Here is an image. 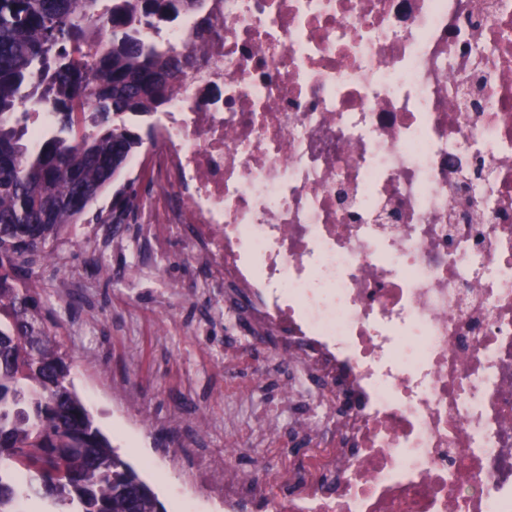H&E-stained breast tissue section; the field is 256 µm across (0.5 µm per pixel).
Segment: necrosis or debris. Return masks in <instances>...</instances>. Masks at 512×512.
Wrapping results in <instances>:
<instances>
[{"mask_svg": "<svg viewBox=\"0 0 512 512\" xmlns=\"http://www.w3.org/2000/svg\"><path fill=\"white\" fill-rule=\"evenodd\" d=\"M200 13L141 260L181 234L252 347L189 482L224 512H512V0Z\"/></svg>", "mask_w": 512, "mask_h": 512, "instance_id": "obj_1", "label": "necrosis or debris"}]
</instances>
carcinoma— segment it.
Here are the masks:
<instances>
[{"label":"carcinoma","mask_w":512,"mask_h":512,"mask_svg":"<svg viewBox=\"0 0 512 512\" xmlns=\"http://www.w3.org/2000/svg\"><path fill=\"white\" fill-rule=\"evenodd\" d=\"M200 0H0V512L34 493L58 512H166L94 424L72 358L26 285L46 245L83 216L79 184L104 192L141 147L132 120L181 87L195 42L156 34ZM32 102L57 133L32 142L16 117Z\"/></svg>","instance_id":"1"}]
</instances>
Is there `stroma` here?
Wrapping results in <instances>:
<instances>
[{"instance_id": "obj_1", "label": "stroma", "mask_w": 512, "mask_h": 512, "mask_svg": "<svg viewBox=\"0 0 512 512\" xmlns=\"http://www.w3.org/2000/svg\"><path fill=\"white\" fill-rule=\"evenodd\" d=\"M130 165L124 176L133 179L138 200L124 223H108L112 194L104 192L85 220L49 243L54 259L35 270L28 286L38 294L63 349L74 357L73 382L96 425L115 448L124 449L125 460L167 512H180L188 501L196 512H224L223 505L185 481L197 447L165 445L156 427L174 415L178 397L185 417L204 433L199 447H223L220 359L225 339H241L242 332L212 325L208 335H197L198 326L210 323L214 305L190 290L191 264L179 240L169 242L159 275L149 281L139 276L140 226L161 188L146 173V152H137ZM116 379L127 391L120 404L112 401ZM143 405L154 428L134 423Z\"/></svg>"}]
</instances>
